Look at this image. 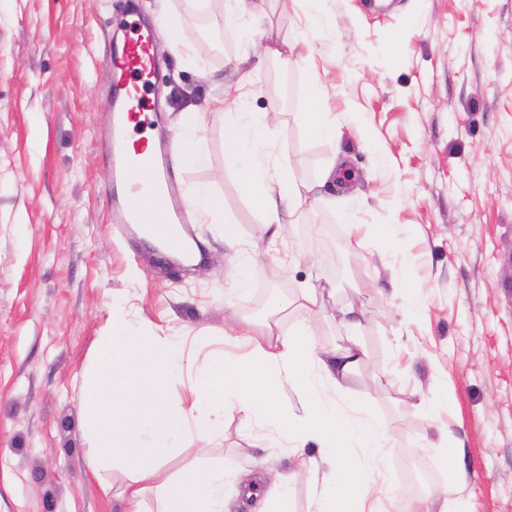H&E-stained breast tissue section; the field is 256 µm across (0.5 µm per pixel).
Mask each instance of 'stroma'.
Here are the masks:
<instances>
[{
	"label": "stroma",
	"mask_w": 512,
	"mask_h": 512,
	"mask_svg": "<svg viewBox=\"0 0 512 512\" xmlns=\"http://www.w3.org/2000/svg\"><path fill=\"white\" fill-rule=\"evenodd\" d=\"M175 18L196 50L183 62L155 41L150 101L157 138L178 141L181 112L199 108L208 167L184 170L182 193L224 198L226 222L193 225L205 262L169 264L146 239L119 232L109 210L108 132L117 73L105 60L131 21ZM225 0H0V512H122L135 477L119 464L91 475L93 445L76 387L93 363L116 301L131 329L179 336L196 364L216 351L245 353L230 321L289 330L306 323L323 351L347 344L329 312L273 298L311 283L357 303L368 355L353 396L387 429L382 468L396 490L386 512L437 499L448 467L469 475L462 512H512V0H327L309 24L302 0H271L263 40L296 45L281 63L224 24ZM246 81L248 99L223 101ZM336 115V141L313 138L304 119L310 81ZM277 109L270 149L298 185L332 159L354 172L346 187L316 189L298 223L269 238L263 217L224 157L235 112ZM375 145H367V137ZM356 216L361 229L344 223ZM387 226L392 244L378 229ZM250 268V293L231 279ZM421 301L402 306L404 285ZM452 409L427 416L420 401L445 387ZM451 430L452 447H436ZM287 440L226 410L224 434H189L162 470L225 472L227 512L262 476L288 474Z\"/></svg>",
	"instance_id": "obj_1"
}]
</instances>
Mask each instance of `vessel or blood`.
<instances>
[{
    "instance_id": "vessel-or-blood-1",
    "label": "vessel or blood",
    "mask_w": 512,
    "mask_h": 512,
    "mask_svg": "<svg viewBox=\"0 0 512 512\" xmlns=\"http://www.w3.org/2000/svg\"><path fill=\"white\" fill-rule=\"evenodd\" d=\"M158 30L138 31L121 54L108 62L119 72L121 83L112 116V206L116 221L124 227L140 225L162 230L168 246L181 247V236L169 234L180 224L175 208L177 186L168 168L165 143L132 138L130 131L150 124L146 86L154 68L151 47Z\"/></svg>"
}]
</instances>
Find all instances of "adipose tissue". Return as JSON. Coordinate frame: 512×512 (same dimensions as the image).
<instances>
[{
    "label": "adipose tissue",
    "instance_id": "ef3b65f1",
    "mask_svg": "<svg viewBox=\"0 0 512 512\" xmlns=\"http://www.w3.org/2000/svg\"><path fill=\"white\" fill-rule=\"evenodd\" d=\"M269 132L268 113H237L224 154L262 213L267 234L275 238L286 218L296 216L303 194L289 168L267 153ZM251 343L247 359L216 355L198 369L179 337L131 332L125 304H114L110 333L77 391L85 427L96 442L88 469L95 472L119 459L139 479L154 482L159 512H224L223 469L205 468L173 480L163 475L161 463L189 432L222 434L229 404L246 421L287 437L297 458L294 478L315 467L307 449H318L331 461L309 512H379L373 471L388 446L385 425L363 403L352 401L344 413L331 398L332 392L346 391L367 355L364 345L355 340L321 352L307 328L287 332L274 320L265 322ZM189 371L196 379L191 398L173 403L169 384ZM286 385L299 394L301 414L282 411L279 393ZM353 448L363 450L366 465L349 463Z\"/></svg>",
    "mask_w": 512,
    "mask_h": 512
}]
</instances>
